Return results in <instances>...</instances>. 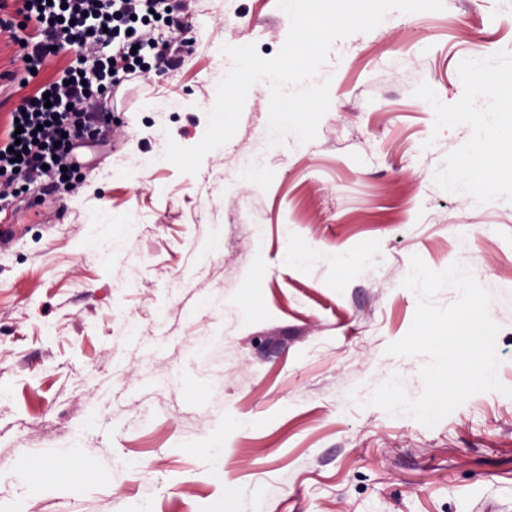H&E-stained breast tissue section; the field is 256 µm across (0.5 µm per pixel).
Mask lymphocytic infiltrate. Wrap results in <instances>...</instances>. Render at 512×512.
<instances>
[{
	"label": "lymphocytic infiltrate",
	"instance_id": "lymphocytic-infiltrate-1",
	"mask_svg": "<svg viewBox=\"0 0 512 512\" xmlns=\"http://www.w3.org/2000/svg\"><path fill=\"white\" fill-rule=\"evenodd\" d=\"M184 9V0H19L18 14L37 31L21 41L32 68H40L55 48L89 50L109 42L113 51L21 99L13 112L20 127L7 129L0 145V176L30 191L70 188L85 168L78 149L99 142L112 126L111 113L84 110V100L92 90L106 92L146 74L151 59L177 69L191 43ZM160 21L182 33L179 45L156 37Z\"/></svg>",
	"mask_w": 512,
	"mask_h": 512
}]
</instances>
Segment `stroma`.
<instances>
[{
	"instance_id": "obj_1",
	"label": "stroma",
	"mask_w": 512,
	"mask_h": 512,
	"mask_svg": "<svg viewBox=\"0 0 512 512\" xmlns=\"http://www.w3.org/2000/svg\"><path fill=\"white\" fill-rule=\"evenodd\" d=\"M444 4L334 44L316 140L270 145L261 81L189 175L163 153L202 139L223 46L269 59L289 31L278 0H191L180 69L126 83L118 125L81 151L90 175L0 250V507L512 512V397L474 395L432 428L359 404L395 373L409 398L423 390L425 357L385 353L414 318L415 255L465 261L490 294L512 386V106L473 94L461 68L478 53L512 66V0ZM22 53L0 28V137L74 58L30 80ZM464 108L494 114L501 148L476 200L440 176L470 150ZM200 336L215 342L204 361ZM210 443L218 473L198 453ZM35 459L90 473L69 488L19 479Z\"/></svg>"
}]
</instances>
